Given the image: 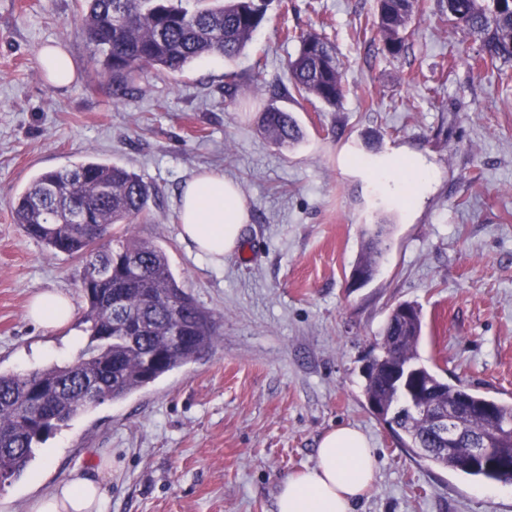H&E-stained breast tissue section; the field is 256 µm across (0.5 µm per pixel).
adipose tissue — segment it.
<instances>
[{
  "mask_svg": "<svg viewBox=\"0 0 512 512\" xmlns=\"http://www.w3.org/2000/svg\"><path fill=\"white\" fill-rule=\"evenodd\" d=\"M249 212L241 191L223 173L206 170L183 187L178 222L180 235L198 257L221 265L240 243ZM27 316L38 327L62 328L74 316L70 298L58 291L35 295ZM376 454L357 429L340 426L325 433L314 466L285 477L276 496L277 512H352L373 484ZM109 498L101 483L77 476L38 499L33 512H107Z\"/></svg>",
  "mask_w": 512,
  "mask_h": 512,
  "instance_id": "adipose-tissue-1",
  "label": "adipose tissue"
}]
</instances>
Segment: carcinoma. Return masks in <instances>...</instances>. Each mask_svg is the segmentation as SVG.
Returning a JSON list of instances; mask_svg holds the SVG:
<instances>
[{
	"label": "carcinoma",
	"instance_id": "carcinoma-1",
	"mask_svg": "<svg viewBox=\"0 0 512 512\" xmlns=\"http://www.w3.org/2000/svg\"><path fill=\"white\" fill-rule=\"evenodd\" d=\"M84 0L77 34L100 58L115 94L152 69L175 75L204 57L231 61L252 41L274 0ZM442 21L477 37L481 51L470 68L512 64V0H438ZM421 0H379L374 26L383 50L400 55ZM299 50L287 62L290 83L303 100L338 106L346 89L336 47L316 32L296 36ZM264 134L278 145L298 141L293 115L274 105L261 113ZM152 188L127 168L92 160L48 170L35 177L12 205L14 223L51 255L82 263L79 291L87 343L77 358L29 372H0V480L20 476L40 444L94 404L119 401L180 369L215 346L221 321L201 308L173 274L164 249L132 237L112 239V226L144 217ZM367 256L357 269L372 276L389 248L384 224L365 229ZM108 265L112 278H94L90 269ZM422 312L412 303L393 308L365 373L366 399L395 406L394 432L418 457L463 474L509 481L498 469L474 461L472 442L495 429L501 433L492 455L512 458V403L469 392L476 410L465 419L467 438L450 453L437 443L427 421L413 417L395 397L387 368L406 365L437 388L435 398L451 404L464 385L439 378L420 361ZM53 403L44 416L39 396Z\"/></svg>",
	"mask_w": 512,
	"mask_h": 512
}]
</instances>
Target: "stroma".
<instances>
[{
	"instance_id": "1",
	"label": "stroma",
	"mask_w": 512,
	"mask_h": 512,
	"mask_svg": "<svg viewBox=\"0 0 512 512\" xmlns=\"http://www.w3.org/2000/svg\"><path fill=\"white\" fill-rule=\"evenodd\" d=\"M376 11L377 0H274L234 60L148 72L118 98L75 32L80 0H0V371L66 363L87 342L79 262L46 255L11 214L38 174L79 161L151 185L135 236L164 248L186 291L223 318L212 351L51 436L0 486V512H30L76 471L104 483L110 512H276L281 480L313 465L339 426L362 432L377 457L353 512H512V492L479 495L480 479L402 447L370 410L362 373L392 308L413 302L421 361L512 403V78L472 72L479 40L431 7L413 18L407 49L385 55ZM286 29L334 41L348 85L338 107L286 94L298 50ZM49 42L68 51L71 86L46 81ZM271 103L296 117L299 144L262 132ZM393 156L430 174L406 207L371 170ZM205 169L239 184L250 215L220 267L179 236L181 187ZM380 220L390 248L369 282L353 284L363 231ZM43 291L70 297L69 327L28 320Z\"/></svg>"
}]
</instances>
